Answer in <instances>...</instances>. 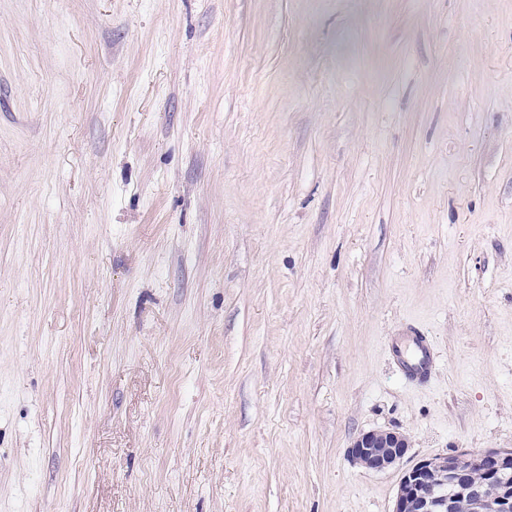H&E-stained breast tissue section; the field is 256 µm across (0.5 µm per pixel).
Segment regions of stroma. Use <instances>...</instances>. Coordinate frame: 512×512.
<instances>
[{
  "label": "stroma",
  "instance_id": "obj_1",
  "mask_svg": "<svg viewBox=\"0 0 512 512\" xmlns=\"http://www.w3.org/2000/svg\"><path fill=\"white\" fill-rule=\"evenodd\" d=\"M463 448H512V0H0V512H393ZM404 336L402 340L392 342L395 363L406 381L424 383L432 373V343L418 328H412ZM409 444L394 431H368L356 436L348 455L353 462L372 472L394 468L406 456Z\"/></svg>",
  "mask_w": 512,
  "mask_h": 512
}]
</instances>
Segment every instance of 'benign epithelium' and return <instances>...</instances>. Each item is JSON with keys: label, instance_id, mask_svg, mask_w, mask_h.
Instances as JSON below:
<instances>
[{"label": "benign epithelium", "instance_id": "benign-epithelium-1", "mask_svg": "<svg viewBox=\"0 0 512 512\" xmlns=\"http://www.w3.org/2000/svg\"><path fill=\"white\" fill-rule=\"evenodd\" d=\"M409 444L394 431H368L356 436L348 455L353 462L372 472L395 467L406 456ZM474 467L484 470L487 483L468 487L476 512H512V482L505 475L512 471V448L458 450L446 456L422 459L402 472L393 512H454V502L439 490L464 483Z\"/></svg>", "mask_w": 512, "mask_h": 512}]
</instances>
